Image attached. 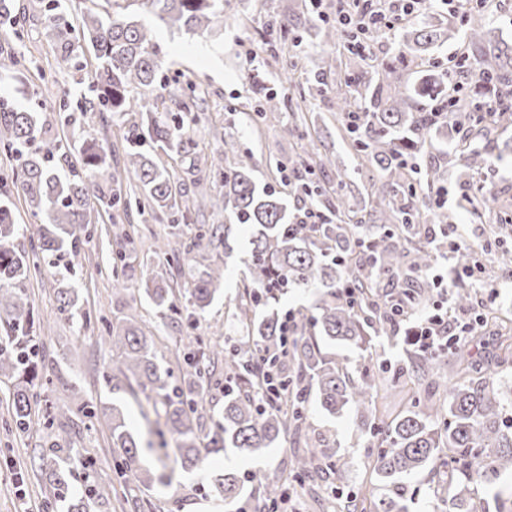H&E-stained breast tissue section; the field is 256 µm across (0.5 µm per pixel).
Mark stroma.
Masks as SVG:
<instances>
[{"label": "stroma", "mask_w": 512, "mask_h": 512, "mask_svg": "<svg viewBox=\"0 0 512 512\" xmlns=\"http://www.w3.org/2000/svg\"><path fill=\"white\" fill-rule=\"evenodd\" d=\"M9 2V12L0 15V71L11 73L12 78L6 88L0 89V95L6 96L11 106L38 113L42 133L32 143V151L42 153L47 147L72 144L90 135L103 144L111 163H122L124 128L120 121L98 120L91 124L78 107L91 82L92 49L82 47V67L55 69L53 49L41 36L47 16L44 0ZM335 13L336 0H322L317 10L309 0H226L224 31L218 36L170 33L157 24L146 6L139 17L155 28L162 50V82L183 86L194 83L205 91L203 120L195 128L202 153H223L225 142H234L240 152L251 154L256 180L265 185L274 178L271 160L295 157L301 153L304 141L311 140L321 154L337 163L336 169L321 175V185L328 195H335L337 169L352 172L350 200L355 203L377 187L380 174L354 154L345 121L336 115V77L321 75L322 60L332 52L350 62V74L372 72L394 58L397 39L395 30L382 28L369 39L370 56L345 52L341 44L326 40L325 20ZM285 15L293 17L296 26L284 37L277 20ZM456 29L455 38L435 48L429 62L409 72V88L433 79L459 56L467 27L460 23ZM269 96L279 100L280 112L255 122L258 105ZM303 97L314 113V126L303 139L281 138V123L287 121L291 108ZM494 135L500 142L499 149L489 150L486 166L469 183L446 176L443 185L448 196L443 206L435 204L434 187L424 184L418 185L413 204L430 214L439 210L448 213L454 226L467 233L484 236L491 225H512V124L495 129ZM18 173L16 154L0 145V200L9 203L16 223L27 224L31 221L30 209L20 192ZM465 195L476 201L485 195L493 197L494 206L477 213L462 210L458 202ZM128 224L137 227L146 241L171 230L169 221H142L136 212H125L120 204L101 208L97 224L89 228L84 251L73 265L62 260L43 261L29 279L28 292L41 345L38 373L48 383L42 406L55 413L56 419L51 428L30 435L7 429L9 389L0 383V512H44L43 479L37 469L31 468L30 461L65 433L71 434L72 447L86 449L96 481L111 486L113 495L121 499V506L112 512H213L215 508L203 490L205 474L200 470L173 465L171 485L158 492L144 491L133 481L120 483L108 422L88 415L96 406H118L131 432L138 437L143 434L138 399L128 386L115 389L106 381L112 373V347L99 339L102 320L111 318L137 295L135 282H128L121 292L115 291L112 282L115 235ZM243 258L240 249L226 258L224 294L202 315L199 333L173 327L157 310L139 306L140 319L153 333L157 352L165 362L236 336L231 311L240 291ZM61 288L76 290L80 312L90 317V326L82 329L59 319L57 291ZM497 334L495 326H484L471 346L495 368L500 377L499 390L506 395L512 393V353L500 349ZM375 350L371 357L353 345L335 348L336 353L348 357L357 375L375 359L395 364L406 360V346L399 338L381 341ZM307 425L313 437L329 440L335 446L347 467L339 473L323 470L321 478L310 487L290 483L292 512H342L349 499L368 504L382 495L372 475L376 451L369 448L354 412L331 416L312 402L308 405ZM297 446L296 437L291 435L278 447L257 456L230 452L217 454L215 460L225 470L239 474L285 478ZM406 483L418 491L410 512H457L447 481L432 480L423 471L407 477ZM471 498L473 512H512V472H503L493 484L474 486Z\"/></svg>", "instance_id": "35a3bbf8"}]
</instances>
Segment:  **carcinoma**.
Wrapping results in <instances>:
<instances>
[{
	"instance_id": "carcinoma-1",
	"label": "carcinoma",
	"mask_w": 512,
	"mask_h": 512,
	"mask_svg": "<svg viewBox=\"0 0 512 512\" xmlns=\"http://www.w3.org/2000/svg\"><path fill=\"white\" fill-rule=\"evenodd\" d=\"M101 10L84 12L77 24L63 21L48 6L42 35L56 47L60 70L73 65L78 49L85 44L95 57L91 81L93 98L80 110L84 113L108 112L113 116L134 117L125 141L123 166L107 171L106 150L92 138L78 149L79 167L60 168L49 149L23 155L20 188L31 209L34 222L16 224L11 208L0 203V377L10 380L12 392L11 424L22 433L40 431L53 424L40 417L33 406L41 399L43 385L38 379L39 345L33 336V307L26 291L40 255L76 260L84 250L83 232L95 223V204L111 206L120 201L135 207L141 215H160L179 223L191 212L208 208L224 211L225 223L212 224L197 233V241L187 244L173 234L139 243L138 230H122V244L113 252L112 274L115 284L124 285L140 273L142 293L159 313L180 314L176 304L182 296L194 317L189 328L198 327L199 317L224 293V267L209 261L206 250L241 247L246 255L242 291L236 299L234 320L242 338L229 348L209 345L200 356L185 359L180 375L160 363L154 336L132 314L103 320L102 341H112V361L116 374L135 383L145 405L140 414L149 433L158 442L148 448L158 454L166 468L168 447L175 449L181 467L190 470L204 466L220 452L258 455L274 448L288 433L302 435L306 429L307 396L314 393L319 406L332 416L347 407L360 413V423L368 435L369 446L377 449L374 472L382 486L392 487V496L381 497L373 512H409L415 492L403 477L431 469L441 477L450 472L454 494L465 507L469 488L490 483L502 472L512 470V431L490 367L471 349L462 346L452 354L453 380L442 378L446 401H434L436 376L441 369L440 353L414 346L407 363L397 366L393 378L406 376L424 387V394L413 398L396 413L377 415L375 400L381 386L389 381L379 371L363 372L354 379L349 361L323 350V344H355L365 349L396 336L390 302L377 291L390 288L389 297L403 295L402 281L413 285L414 298L427 301L435 285L429 273L439 257L441 246L423 236L427 214L402 203L412 177L407 168L414 146L434 129L429 114L414 108L404 76L410 66L455 35L453 20L439 19L403 29L394 59L384 63L373 76L361 75L353 85L336 86V111L346 118L357 110L363 114L365 133H355L352 147L358 155L380 171V186L371 192L367 215L379 223L381 234L368 238L357 222L360 211L350 208L346 197L336 196L324 204L319 186L307 180L295 193L311 207L326 205L336 213L339 223L290 224L287 222L286 195L273 186L260 187L255 181L251 157L239 155L234 145H225L224 156L212 158L210 172L219 179L224 192L195 193L182 199L168 160L178 157L189 162L188 173L197 170L198 142L190 128L201 121L196 104L183 103L173 114L159 109L163 97L158 82L162 62L158 59L154 29L136 20L134 6L148 4L156 19L186 33H207L224 28L226 0H103ZM467 72L478 75L477 89L494 95L497 108L491 123L478 127L476 104L466 97L454 99L450 107L455 126L470 133L463 140L466 164L455 176L467 180L471 172L483 167L484 154L473 146L476 138L492 127L512 122V43L496 39L489 17L481 10L470 12L468 34L461 54ZM313 123L307 112H291L281 125L280 134L291 136ZM41 126L36 113L0 103V144L13 149L35 141ZM150 140L153 149L144 152L139 144ZM299 164L309 176L335 165L309 143ZM162 253L188 278L179 287L157 280L145 265L131 262L136 250ZM285 288H314L319 291L315 313H296L293 338L288 354L295 376L288 366L273 362L276 385L281 390L276 405L262 406L257 391L263 381L257 350L274 356L282 350L281 324L285 314L280 307ZM353 291L356 302L342 294ZM374 314L369 322L364 310ZM78 310V296L69 288L58 291V311L71 320ZM224 361V379L235 386L224 392L223 421L204 432L200 419L208 383L216 364ZM112 451L120 458L117 475L154 488L164 483V475L143 469L139 463V443L127 427L124 416L112 407L108 419ZM330 461L339 472L346 466L328 442L319 449L295 458L292 476L303 482L318 473L317 458ZM38 468L52 497V507L66 504L64 512H107L112 490L98 483L86 484L77 492L71 489L74 467L86 466L80 448H49L38 460ZM206 495L226 505L243 503L255 512H265L285 495L280 477L263 478L257 494L244 499V479L239 474L215 470L207 479Z\"/></svg>"
}]
</instances>
